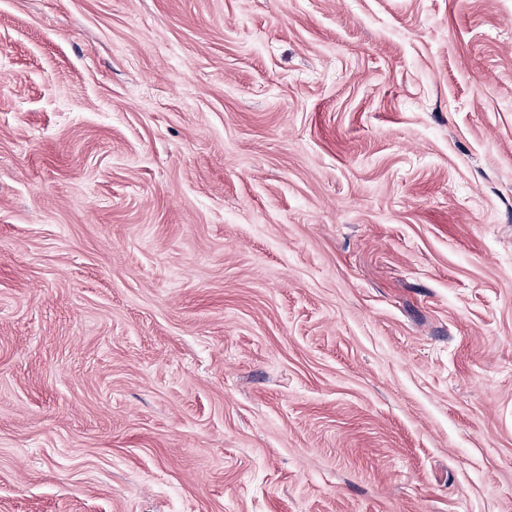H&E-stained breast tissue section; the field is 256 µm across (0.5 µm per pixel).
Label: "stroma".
I'll return each mask as SVG.
<instances>
[{
	"label": "stroma",
	"mask_w": 512,
	"mask_h": 512,
	"mask_svg": "<svg viewBox=\"0 0 512 512\" xmlns=\"http://www.w3.org/2000/svg\"><path fill=\"white\" fill-rule=\"evenodd\" d=\"M0 512H512V0H0Z\"/></svg>",
	"instance_id": "obj_1"
}]
</instances>
